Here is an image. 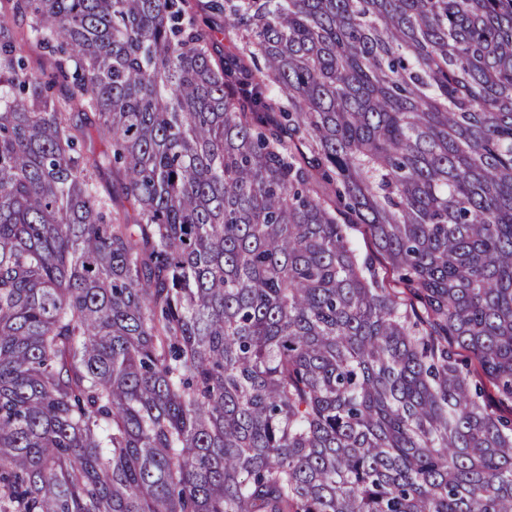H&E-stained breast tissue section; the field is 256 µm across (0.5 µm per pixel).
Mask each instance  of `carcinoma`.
<instances>
[{
  "mask_svg": "<svg viewBox=\"0 0 512 512\" xmlns=\"http://www.w3.org/2000/svg\"><path fill=\"white\" fill-rule=\"evenodd\" d=\"M0 512H512V0H0Z\"/></svg>",
  "mask_w": 512,
  "mask_h": 512,
  "instance_id": "carcinoma-1",
  "label": "carcinoma"
}]
</instances>
